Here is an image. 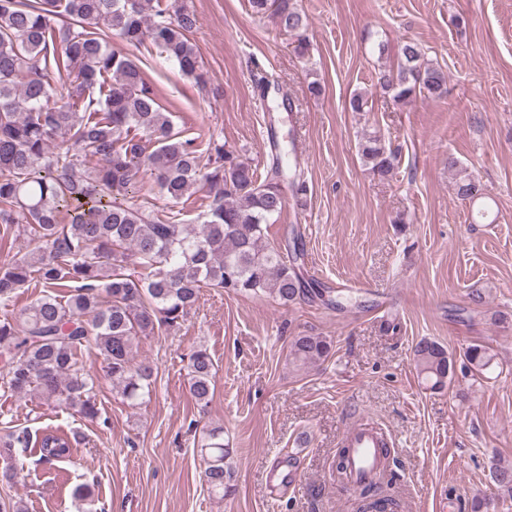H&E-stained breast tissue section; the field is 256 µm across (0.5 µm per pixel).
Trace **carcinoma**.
I'll return each mask as SVG.
<instances>
[{
  "mask_svg": "<svg viewBox=\"0 0 512 512\" xmlns=\"http://www.w3.org/2000/svg\"><path fill=\"white\" fill-rule=\"evenodd\" d=\"M258 16L273 18L279 31L298 35L296 51L309 55L299 33L307 18L293 0H250ZM197 17L161 0H0V242L20 233L34 243L25 256L0 263V303L22 288L43 294L0 317V386L34 394L43 403L96 421V383L84 375L77 351L94 344L114 388L135 406L152 394L154 368L137 360L141 338L176 328L203 288L265 296L288 306L316 298L332 307L321 283L303 274L305 245L292 238L287 252L268 241L269 220L307 194L294 141L271 135L272 162L265 175L245 159L209 144L202 163L196 139L184 135L162 106L140 65L112 49L119 40L150 43L180 71L207 84L190 34ZM377 85L394 103L417 96H448V73L405 42L396 66L379 70ZM361 160L387 178L397 153L381 137L359 144ZM456 197L468 204L488 198L485 185L454 158ZM149 171L174 206L200 190L209 199L195 224L162 219L127 203L140 170ZM327 336L299 334L290 344L296 367L325 361ZM472 377L491 368L483 344L465 348ZM413 361L426 388L443 391L455 377L456 358L439 342L420 339ZM188 387L205 407L214 391V365L199 347L188 359ZM22 429L0 442L5 474L16 469L14 448L28 447ZM40 459L70 456L76 437L48 425L36 435ZM198 451L210 495H229L230 449L224 428L206 430ZM490 474L512 492V464L491 462ZM384 480L355 490L357 512H397L398 501L382 494Z\"/></svg>",
  "mask_w": 512,
  "mask_h": 512,
  "instance_id": "1",
  "label": "carcinoma"
}]
</instances>
